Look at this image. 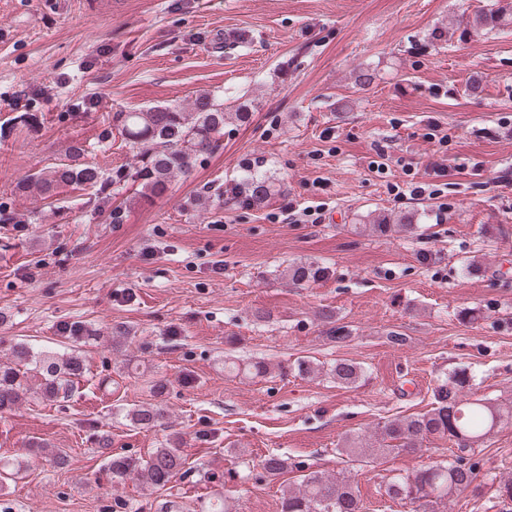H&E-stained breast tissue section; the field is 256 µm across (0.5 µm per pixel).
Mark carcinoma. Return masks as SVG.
Here are the masks:
<instances>
[{"label": "carcinoma", "mask_w": 512, "mask_h": 512, "mask_svg": "<svg viewBox=\"0 0 512 512\" xmlns=\"http://www.w3.org/2000/svg\"><path fill=\"white\" fill-rule=\"evenodd\" d=\"M509 26L512 27V0H496L495 7L476 9L457 22L456 30L458 40L465 41ZM249 121L250 112L245 103L228 106L224 97L209 92L197 95L189 110L179 105H164L120 112L116 116L117 129L132 150L135 164L108 173L80 163L44 168L33 174L20 190L48 199L67 187H92L100 194L110 189L112 194L118 195L136 184L145 198H160L175 180L191 172L198 160L219 149L225 125ZM277 192L274 179L255 169L239 182L236 197L241 203L248 201L255 206L264 204ZM418 222L415 212L381 211L362 217L364 230L377 235L413 233ZM329 274L328 267L310 260L290 263L281 271L282 279L295 286L322 281ZM318 317L328 325V341L339 346L351 341L352 331L346 325L336 324V314L331 310L319 311ZM56 335L67 351H36L25 343L9 346V360L0 362L1 414L29 397L45 404L70 399L86 372L84 361L77 354L78 348L91 342L112 348L121 341L133 340L131 329L125 323H114L109 331L103 332L83 320L60 322ZM224 370H245L254 378L272 374L271 364L264 360L241 369L234 360L227 359ZM329 373L344 387L358 384L364 375L361 365L349 359L336 360ZM470 382L466 369L454 370L433 389L429 410L386 420L378 424L371 438L348 434L336 448V454L348 466L373 468L384 455L422 451L424 442L430 438L448 442L439 459L421 464L409 475L388 479L378 490L380 498L404 502L411 506V512H445L448 499L468 491L476 480V463L471 460L475 446L488 439L495 429L512 425V402L462 398ZM127 417L141 429L163 431L168 428L162 404L138 405L127 412ZM96 441L114 486L132 479L138 482L141 491L153 494L188 472L187 457L174 439H166L146 459L112 453V438L104 431L97 432ZM31 447L38 449L56 470H65L71 465V455L63 450L38 441ZM288 467V456L279 453H269L260 461L262 473L269 477L284 473ZM20 471L18 463L0 464V512H13L6 500V489ZM496 506L499 512H512L511 480L499 485ZM367 510L368 506L343 469L336 473L310 470L304 474L299 487L284 491L281 497V512Z\"/></svg>", "instance_id": "carcinoma-1"}]
</instances>
